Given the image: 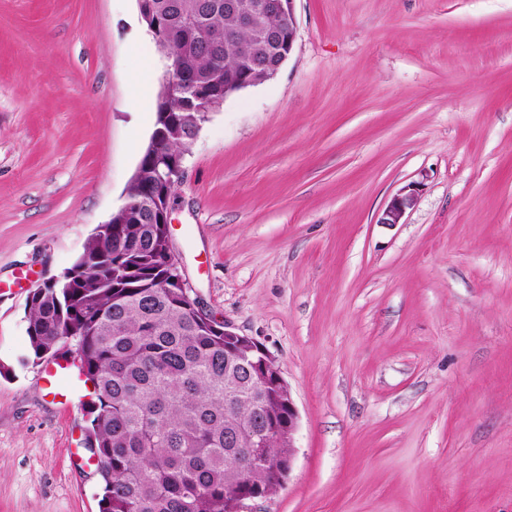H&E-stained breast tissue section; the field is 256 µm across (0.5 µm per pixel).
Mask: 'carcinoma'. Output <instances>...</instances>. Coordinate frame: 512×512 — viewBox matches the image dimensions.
Returning <instances> with one entry per match:
<instances>
[{
    "label": "carcinoma",
    "instance_id": "obj_1",
    "mask_svg": "<svg viewBox=\"0 0 512 512\" xmlns=\"http://www.w3.org/2000/svg\"><path fill=\"white\" fill-rule=\"evenodd\" d=\"M172 19L169 37L156 42L175 65L165 111L171 126L156 156L143 155L154 171L181 157L194 140L189 118L198 105V82L215 86L246 73L244 66L275 63L251 31L238 27L224 0H160ZM195 18L197 30L181 26ZM274 35L288 26L278 13L264 19ZM234 37L224 40V31ZM138 222L117 213L99 224L64 279L33 290L27 335L34 361L61 352L76 338L82 402L90 427L85 445L105 460L99 468V512H226L236 495L275 493L271 468L256 460L241 428L252 423L259 382L256 354L224 341V329L199 320L170 282L162 225L148 182L126 189ZM240 393L225 406V389ZM266 395L275 392L263 385Z\"/></svg>",
    "mask_w": 512,
    "mask_h": 512
}]
</instances>
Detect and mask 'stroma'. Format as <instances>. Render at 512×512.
Returning a JSON list of instances; mask_svg holds the SVG:
<instances>
[{"mask_svg": "<svg viewBox=\"0 0 512 512\" xmlns=\"http://www.w3.org/2000/svg\"><path fill=\"white\" fill-rule=\"evenodd\" d=\"M294 10L293 54L210 113L172 204L194 296L298 411L248 512H512V0ZM148 59L162 79L136 0H0V512H99L85 388L60 404L25 311L123 202ZM417 185H408L396 194L378 218V223L395 225L400 224L407 210L414 207L418 197Z\"/></svg>", "mask_w": 512, "mask_h": 512, "instance_id": "obj_1", "label": "stroma"}]
</instances>
